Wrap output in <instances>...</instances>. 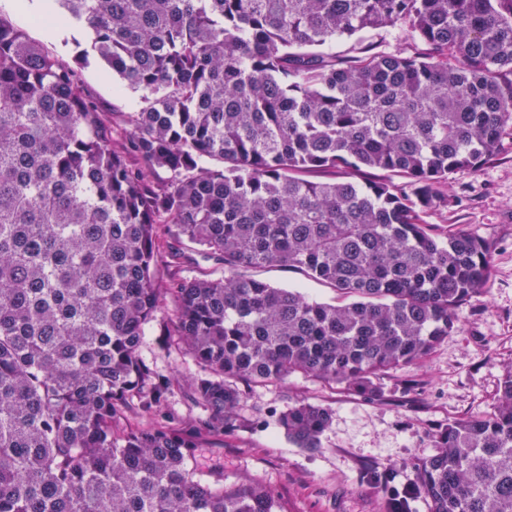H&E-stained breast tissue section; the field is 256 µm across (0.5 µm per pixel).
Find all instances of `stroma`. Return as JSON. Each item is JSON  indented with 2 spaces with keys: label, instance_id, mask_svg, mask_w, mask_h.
I'll list each match as a JSON object with an SVG mask.
<instances>
[{
  "label": "stroma",
  "instance_id": "35a3bbf8",
  "mask_svg": "<svg viewBox=\"0 0 512 512\" xmlns=\"http://www.w3.org/2000/svg\"><path fill=\"white\" fill-rule=\"evenodd\" d=\"M0 18L76 69L83 89L111 121L113 136L125 137L126 116L141 108L140 94L89 55L87 29L71 25L46 35L43 25L14 10L9 0H0ZM444 193L447 204L423 213L424 223L461 225L494 244L487 289L456 308L457 331L425 359L384 374L380 401L301 374L248 390L237 409L235 430L210 438L196 458L202 481L220 477L228 488L265 485L282 512H385L380 495L362 482L363 471L391 467L399 485H413L412 463L433 455L437 429L491 410L504 370L512 364V128L478 170L451 175ZM257 275L277 286L301 289L313 299H337L333 289L292 268L273 266ZM174 309L173 300H165L161 319L145 328L140 353L171 382L163 412L187 423L203 409L187 386L198 366L171 334ZM300 400L333 413L315 451L289 442L279 425L280 414Z\"/></svg>",
  "mask_w": 512,
  "mask_h": 512
}]
</instances>
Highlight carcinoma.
Instances as JSON below:
<instances>
[{
    "label": "carcinoma",
    "mask_w": 512,
    "mask_h": 512,
    "mask_svg": "<svg viewBox=\"0 0 512 512\" xmlns=\"http://www.w3.org/2000/svg\"><path fill=\"white\" fill-rule=\"evenodd\" d=\"M55 2L143 106L114 139L75 69L0 18V512H281L266 486L204 484L190 462L246 387L301 373L382 399L381 376L485 290L492 244L421 213L512 127V0ZM398 24L422 51L366 40ZM314 169L344 175L299 177ZM377 170L402 184L357 181ZM166 239L170 263L198 246L224 275L158 279ZM270 266L347 302L245 274ZM167 297L204 415L118 432L168 396L140 355ZM331 420L301 402L279 424L314 451ZM434 442L412 488L365 471L386 512L420 495L429 512H512V367L492 412Z\"/></svg>",
    "instance_id": "1"
}]
</instances>
